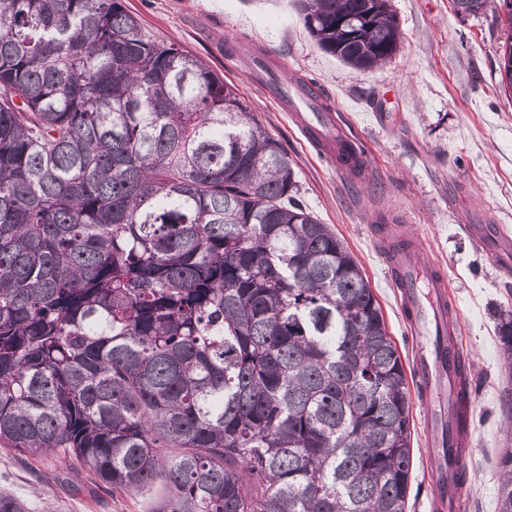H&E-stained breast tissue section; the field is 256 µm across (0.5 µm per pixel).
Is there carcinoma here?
<instances>
[{"instance_id":"cac0c4a2","label":"carcinoma","mask_w":512,"mask_h":512,"mask_svg":"<svg viewBox=\"0 0 512 512\" xmlns=\"http://www.w3.org/2000/svg\"><path fill=\"white\" fill-rule=\"evenodd\" d=\"M301 2L357 71L399 49L389 0ZM499 70L512 94L511 37ZM497 329L512 369V310ZM0 447L158 483L151 512H406L409 388L368 280L235 85L121 0H0Z\"/></svg>"}]
</instances>
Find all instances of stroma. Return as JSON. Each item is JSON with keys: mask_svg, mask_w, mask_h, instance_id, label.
I'll return each mask as SVG.
<instances>
[{"mask_svg": "<svg viewBox=\"0 0 512 512\" xmlns=\"http://www.w3.org/2000/svg\"><path fill=\"white\" fill-rule=\"evenodd\" d=\"M145 32L199 57L241 99L291 162L303 205L330 225L361 266L387 330L412 371L414 336L390 279L394 245H421L450 292L453 346L471 372L466 512H496V455L505 438L500 398L512 387L495 308L512 309V97L499 85L512 33L495 0L460 16L452 0H390L401 32L384 65L360 72L321 49L297 0H122ZM263 48L272 83L315 85L369 165L354 176L318 151L266 86L247 79L246 47ZM413 470L406 512H436L437 473L427 444L432 406L409 397ZM0 489L33 512H150L162 492L114 494L78 462L0 448Z\"/></svg>", "mask_w": 512, "mask_h": 512, "instance_id": "stroma-1", "label": "stroma"}]
</instances>
